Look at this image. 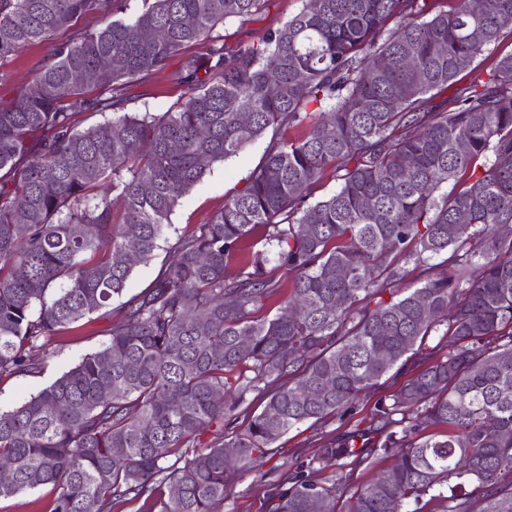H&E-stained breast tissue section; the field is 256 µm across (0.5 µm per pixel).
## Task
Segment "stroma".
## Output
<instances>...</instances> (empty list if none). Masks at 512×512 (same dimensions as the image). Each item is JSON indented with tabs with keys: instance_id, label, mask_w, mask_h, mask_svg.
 Returning a JSON list of instances; mask_svg holds the SVG:
<instances>
[{
	"instance_id": "stroma-1",
	"label": "stroma",
	"mask_w": 512,
	"mask_h": 512,
	"mask_svg": "<svg viewBox=\"0 0 512 512\" xmlns=\"http://www.w3.org/2000/svg\"><path fill=\"white\" fill-rule=\"evenodd\" d=\"M45 52V45L36 44L25 48L16 57L6 76L0 78V99L14 97L16 91L31 78ZM182 63V57H175L147 85L131 86L128 111L135 112L147 105L152 111L164 112L173 106L181 96V89L172 76ZM274 137V132H266L235 156L213 165L202 181L181 200L164 230L159 249L151 260L135 267L122 297L83 319L76 332L54 338L49 354L33 350V358L45 361L42 372L1 376L0 410L8 411L21 405L78 363L85 354L102 348L120 318L124 300L148 288L162 267L172 260L170 246L177 237L190 233L197 225L209 223L223 208L225 200L245 185L250 173L261 164ZM402 382L399 376L383 377L379 385L364 392L351 416L339 424L308 423L290 431L275 444L271 457L241 474L232 494L221 505L220 512H270V484L281 471L288 469L295 459L306 460L316 456L336 431L369 427L375 402L392 395Z\"/></svg>"
}]
</instances>
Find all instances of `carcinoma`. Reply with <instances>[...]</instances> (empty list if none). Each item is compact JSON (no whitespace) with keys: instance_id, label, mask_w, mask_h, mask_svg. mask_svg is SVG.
<instances>
[{"instance_id":"obj_1","label":"carcinoma","mask_w":512,"mask_h":512,"mask_svg":"<svg viewBox=\"0 0 512 512\" xmlns=\"http://www.w3.org/2000/svg\"><path fill=\"white\" fill-rule=\"evenodd\" d=\"M130 2L0 0L1 74L68 32L0 101V376L37 370L27 350L121 295L214 163L270 128L283 135L210 223L176 239V260L124 302L105 346L0 412L12 475L0 498L52 484V512L126 500L219 512L254 453L306 422L345 420L406 369L369 428L272 483L271 512H309L311 498L336 512L345 460L387 455L396 464L344 512H512V50L465 82L512 36V0L479 14L469 0H302L256 41L216 28L248 26L269 0ZM89 16L98 28L81 26ZM191 44L204 52L176 73L182 99L126 111L127 89ZM80 112L103 120L77 131ZM328 180L337 189L312 199ZM239 412L243 429L200 446ZM316 463L333 469L328 482L309 478Z\"/></svg>"}]
</instances>
